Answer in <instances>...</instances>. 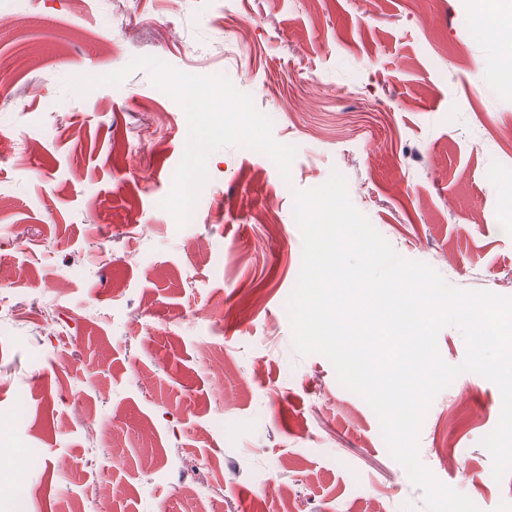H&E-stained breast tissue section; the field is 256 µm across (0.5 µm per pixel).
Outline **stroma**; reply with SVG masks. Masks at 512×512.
<instances>
[{
    "label": "stroma",
    "mask_w": 512,
    "mask_h": 512,
    "mask_svg": "<svg viewBox=\"0 0 512 512\" xmlns=\"http://www.w3.org/2000/svg\"><path fill=\"white\" fill-rule=\"evenodd\" d=\"M479 7L125 0L115 16L108 0H0V137L16 145L0 155V512H424L372 408L293 346L292 189L267 155L219 149L200 217L171 231L160 203L187 118L128 64L188 74L210 50L296 145L293 188L340 171L399 256L512 297V93L487 75L502 41L469 33ZM73 24L91 38L65 43ZM122 69L82 97L67 86ZM501 409L466 372L420 429L423 465L479 512L512 503L482 444Z\"/></svg>",
    "instance_id": "stroma-1"
}]
</instances>
